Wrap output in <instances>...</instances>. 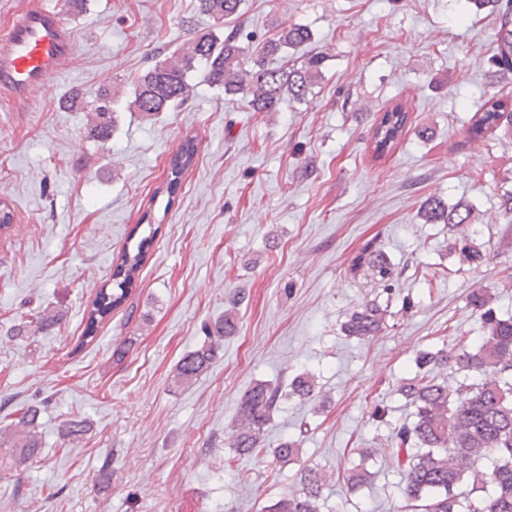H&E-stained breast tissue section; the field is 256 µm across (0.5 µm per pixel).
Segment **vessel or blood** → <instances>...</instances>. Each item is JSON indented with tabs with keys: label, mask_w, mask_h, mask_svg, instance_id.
Returning <instances> with one entry per match:
<instances>
[{
	"label": "vessel or blood",
	"mask_w": 512,
	"mask_h": 512,
	"mask_svg": "<svg viewBox=\"0 0 512 512\" xmlns=\"http://www.w3.org/2000/svg\"><path fill=\"white\" fill-rule=\"evenodd\" d=\"M76 46L50 0H38L0 35V92L23 98L56 74Z\"/></svg>",
	"instance_id": "vessel-or-blood-1"
}]
</instances>
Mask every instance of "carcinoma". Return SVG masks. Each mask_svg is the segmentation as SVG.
Wrapping results in <instances>:
<instances>
[{"label": "carcinoma", "instance_id": "carcinoma-1", "mask_svg": "<svg viewBox=\"0 0 512 512\" xmlns=\"http://www.w3.org/2000/svg\"><path fill=\"white\" fill-rule=\"evenodd\" d=\"M197 13L216 22L235 15L240 0H195ZM476 7H490L500 17V38L491 63L500 76L512 75V0H471ZM186 39L170 57L149 66L134 88L133 107L146 116L166 112L189 98L188 78L198 66H205L207 82L224 89V94L251 96L256 112H276L286 100L301 101L310 93L319 75L322 57L312 54L297 66L279 62L290 48L312 41L311 30L302 24H290L256 52H248L237 33L201 28L192 21L184 24ZM91 132L101 143L110 140L116 127L114 97L108 86L94 94ZM508 111V99L487 96L475 112L469 129L476 140L495 132ZM408 113L396 105L374 119V150L384 153L401 138ZM195 144L188 140L171 158V179L166 191L173 194L180 177L195 160ZM422 218L430 224L443 223L456 231L467 223L470 210L466 203L446 205L437 198L424 202ZM153 236L140 239L136 246L125 245L112 267L115 288H101L86 311L88 328L105 321L119 309L131 293L136 277L146 261ZM448 250L463 260L480 265L485 255L473 247L464 235L448 241ZM366 268L384 283V291L393 295V266L386 254L366 244L355 258L353 269ZM468 305L487 330L474 348L457 352L420 351L415 364L422 375L405 379L398 391L414 408L413 421L393 430L392 457L400 475L399 490L409 501L424 502V512H512V316L499 318L491 307V296L484 288H474ZM388 309L378 299H370L353 309L344 324L346 335L369 340L384 325ZM209 342L183 355L176 368L183 383L195 379L211 361L220 342L237 332V324L228 314L206 328ZM450 370L463 375L454 387L438 381L433 372ZM314 379L307 373L296 375L283 388L276 383L257 382L240 398L236 425L230 447L239 457L250 456L264 442L267 425L284 400L314 396ZM39 408L30 406L16 423L17 438L13 456L23 464L37 458L41 440L35 431ZM297 442L285 439L274 447L280 463L299 457ZM370 452L360 454L358 464L347 470L348 490L355 491L372 479L366 467ZM296 486L266 507V512H319V501L327 485L323 470L304 467L296 474ZM471 485L465 491L463 484Z\"/></svg>", "mask_w": 512, "mask_h": 512}]
</instances>
